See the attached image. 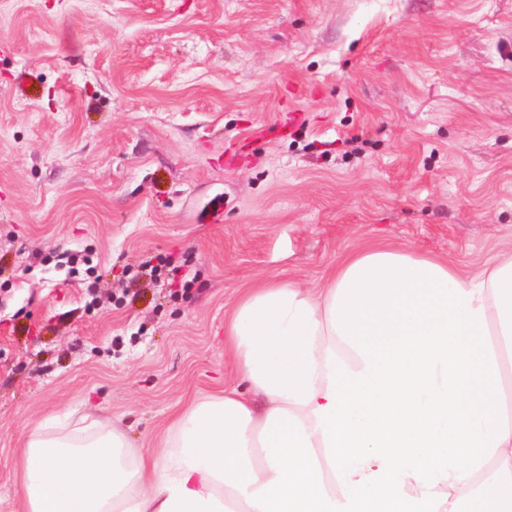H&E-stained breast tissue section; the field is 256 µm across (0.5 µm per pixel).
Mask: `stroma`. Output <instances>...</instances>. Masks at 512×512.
Instances as JSON below:
<instances>
[{"instance_id":"1","label":"stroma","mask_w":512,"mask_h":512,"mask_svg":"<svg viewBox=\"0 0 512 512\" xmlns=\"http://www.w3.org/2000/svg\"><path fill=\"white\" fill-rule=\"evenodd\" d=\"M0 38V512L45 420L155 450L237 384L245 288L512 253V0H0ZM164 255L185 294L136 278ZM46 259L50 261H55L56 265H65L69 267L70 270L68 274L72 278H77L80 275L78 266L81 265H84L86 267L83 270L85 278H83L82 281L91 278H93L94 281H97L101 277V274H99V270L97 269V267L92 265V259L87 256L82 257V259H80L78 256L72 253L63 252L59 254L50 255L49 257H46ZM74 264L76 266H74Z\"/></svg>"}]
</instances>
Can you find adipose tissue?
<instances>
[{
  "mask_svg": "<svg viewBox=\"0 0 512 512\" xmlns=\"http://www.w3.org/2000/svg\"><path fill=\"white\" fill-rule=\"evenodd\" d=\"M224 334L240 386L192 403L159 451L89 413L45 421L22 512H512V256L464 276L355 250L323 287L246 289Z\"/></svg>",
  "mask_w": 512,
  "mask_h": 512,
  "instance_id": "1",
  "label": "adipose tissue"
}]
</instances>
